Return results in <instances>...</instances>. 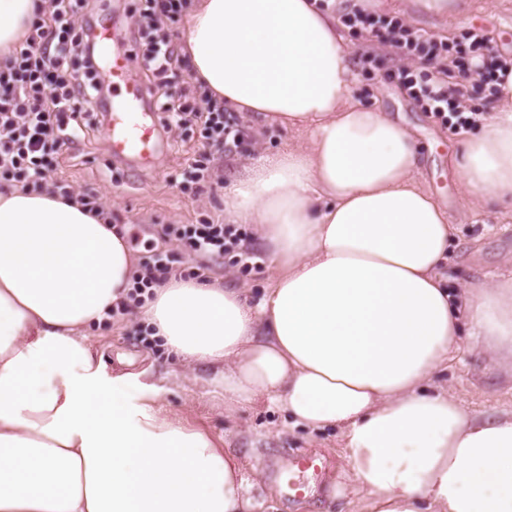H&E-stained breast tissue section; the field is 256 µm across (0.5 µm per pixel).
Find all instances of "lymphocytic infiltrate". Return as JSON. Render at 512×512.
<instances>
[{
	"label": "lymphocytic infiltrate",
	"instance_id": "f902f5d3",
	"mask_svg": "<svg viewBox=\"0 0 512 512\" xmlns=\"http://www.w3.org/2000/svg\"><path fill=\"white\" fill-rule=\"evenodd\" d=\"M185 5V0H145L138 29L126 30L125 38L138 47L137 67L150 83L148 105L161 113L163 129L199 126L212 147L221 150L239 140L240 129L225 121L223 110L197 101L191 89L171 90L177 71L187 65L171 29ZM49 7V17L33 22L20 49L0 59V185L24 191L49 187L69 199L73 196L69 185L55 177L60 161L81 136L103 130L112 88L91 37L100 18L97 0H49ZM341 22L374 32L404 55L435 65L443 58L442 46L366 6L343 13ZM489 43L484 30L468 32L452 62L458 71L457 81L420 78L406 68L397 70L394 78L422 109L440 117L451 114L462 128L475 126L477 115L467 114L465 107L469 95L466 80L472 67L485 61L484 79L491 86L512 67L504 60H486ZM159 237L160 245L140 256L128 299L117 304L116 314H126L134 305L143 306L153 298L156 287L182 278L168 243L178 242L215 263L234 251L240 252L242 259L251 257L250 252L241 251L242 238L230 224L209 220L165 224Z\"/></svg>",
	"mask_w": 512,
	"mask_h": 512
}]
</instances>
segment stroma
I'll use <instances>...</instances> for the list:
<instances>
[{
	"label": "stroma",
	"mask_w": 512,
	"mask_h": 512,
	"mask_svg": "<svg viewBox=\"0 0 512 512\" xmlns=\"http://www.w3.org/2000/svg\"><path fill=\"white\" fill-rule=\"evenodd\" d=\"M464 15H438L420 7L416 0H366L368 8L397 18L445 45L461 43L474 28L489 35L492 55L512 54V0H465ZM339 33L354 59L356 76L353 96L361 104L391 113L409 128L422 148L419 179L448 206L457 233L441 268L450 285L465 281L477 286L500 276H512V216L502 209L483 207L460 192L448 164L458 149L461 128L424 111L391 78L394 70L408 68L418 75L432 73L427 62L405 57L368 31L340 27ZM371 54V66L358 65L361 53ZM226 120L238 123L242 134L236 145L214 154L200 134L175 129L163 134V152L149 168H129L113 162L105 139L82 141L65 154L58 171L73 192H92L100 207L118 215L131 238L134 256H141L148 244L157 242L164 224H196L204 219L224 217L222 182L242 172L248 159L273 153L291 142L287 130L255 113L226 112ZM214 156L222 179L203 191H182L170 176L186 159ZM252 252L249 264L229 253L223 263L207 271L208 281H223L243 289L249 302H257L273 276L267 250L254 225L238 227ZM138 321L130 314L106 318L89 328V340L102 355L110 371L141 372L144 380L161 389L166 409L190 425L208 430L221 439L243 463L250 482L255 512H355L353 489L345 477L342 444L338 430H311L292 426L287 413L262 403L228 416L224 397L211 386L216 372L189 369L170 355L160 341L142 343L134 329ZM434 383L449 387L462 405L487 416L512 410V375L495 369L483 355L461 353L439 371ZM311 453L327 461L321 491L304 498L289 496L280 469L296 453Z\"/></svg>",
	"instance_id": "35a3bbf8"
}]
</instances>
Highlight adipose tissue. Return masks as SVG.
Here are the masks:
<instances>
[{
	"mask_svg": "<svg viewBox=\"0 0 512 512\" xmlns=\"http://www.w3.org/2000/svg\"><path fill=\"white\" fill-rule=\"evenodd\" d=\"M41 0H0V55ZM194 81L304 143L224 187V221L255 225L273 279L257 305L171 281L140 311L182 362L220 367L231 413L256 400L339 429L367 512H512V411L463 407L432 375L473 336L512 370V278L449 288L454 233L417 179L421 147L352 96L350 52L316 0H193ZM451 159L463 192L512 214V72ZM121 225L77 199L0 191V512H254L237 459L113 373L85 331L133 284Z\"/></svg>",
	"mask_w": 512,
	"mask_h": 512,
	"instance_id": "1",
	"label": "adipose tissue"
}]
</instances>
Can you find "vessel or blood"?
Returning a JSON list of instances; mask_svg holds the SVG:
<instances>
[{"instance_id": "1", "label": "vessel or blood", "mask_w": 512, "mask_h": 512, "mask_svg": "<svg viewBox=\"0 0 512 512\" xmlns=\"http://www.w3.org/2000/svg\"><path fill=\"white\" fill-rule=\"evenodd\" d=\"M103 66L112 84V104L107 120V138L113 158L129 160L139 165L162 151L160 122L156 113L145 107L146 91L132 75L133 61L126 49L113 43L111 23L101 20L94 31ZM290 467L298 479L290 483L292 491H299L300 477H321L323 466L317 457L307 454L294 456Z\"/></svg>"}]
</instances>
